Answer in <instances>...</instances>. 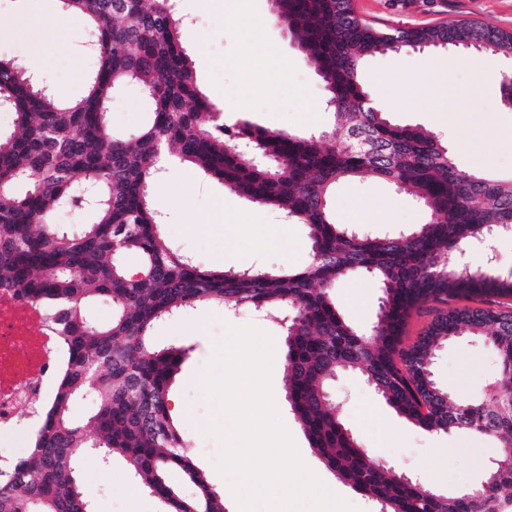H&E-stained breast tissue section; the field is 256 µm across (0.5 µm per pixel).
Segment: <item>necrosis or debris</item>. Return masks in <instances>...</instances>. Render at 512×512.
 Returning a JSON list of instances; mask_svg holds the SVG:
<instances>
[{
	"mask_svg": "<svg viewBox=\"0 0 512 512\" xmlns=\"http://www.w3.org/2000/svg\"><path fill=\"white\" fill-rule=\"evenodd\" d=\"M66 357L65 342L46 329L41 307L0 292V437L20 431V409L32 394L50 391Z\"/></svg>",
	"mask_w": 512,
	"mask_h": 512,
	"instance_id": "4bbe7bcc",
	"label": "necrosis or debris"
}]
</instances>
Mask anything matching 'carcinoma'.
<instances>
[{
	"instance_id": "1",
	"label": "carcinoma",
	"mask_w": 512,
	"mask_h": 512,
	"mask_svg": "<svg viewBox=\"0 0 512 512\" xmlns=\"http://www.w3.org/2000/svg\"><path fill=\"white\" fill-rule=\"evenodd\" d=\"M85 22L97 67L84 96L61 100L26 67L0 59V106L15 116L0 133V289L40 304L70 359L27 457L0 462V512H92L76 469L96 448L121 456L163 512H225L224 492L194 465L169 410V389L186 350L157 348L150 331L198 303L252 308L285 325L286 400L310 447L379 512H512V405L458 402L431 377L432 352L455 336H483L498 354L494 393L512 389V312L458 306L512 295V273L448 256L512 232V179L459 168L448 145L393 122L383 106L361 107L363 60L403 46H466L512 59V32L475 21L384 30L354 0H273L274 16L299 42L329 94L333 120L319 137L244 122L228 129L199 90L172 0H59ZM128 82L152 106L133 138L113 135L112 98ZM171 154L229 191L308 230L310 259L297 269H205L176 252L151 205ZM381 179L419 201L428 221L406 234L368 237L334 222L329 200L342 181ZM73 208L92 214L77 233L52 224ZM140 259L139 275L122 257ZM366 272L382 289L377 321L362 333L336 307V285ZM112 319L86 318L89 300ZM422 303L445 306L414 346L407 320ZM360 374L397 415L428 431L498 441L499 453L472 490L443 493L398 475L364 448L336 414L330 383ZM91 392L96 438L70 419ZM178 470L192 492L168 480Z\"/></svg>"
}]
</instances>
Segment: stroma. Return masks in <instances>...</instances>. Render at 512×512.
Listing matches in <instances>:
<instances>
[{"label": "stroma", "instance_id": "obj_1", "mask_svg": "<svg viewBox=\"0 0 512 512\" xmlns=\"http://www.w3.org/2000/svg\"><path fill=\"white\" fill-rule=\"evenodd\" d=\"M32 0H0V57L12 59L47 79L56 95H83L95 61L80 46L83 31L65 17L54 33L28 27ZM183 23V44L194 61L202 92L224 110V123L249 122L270 130L319 135L332 121L328 94L305 61L298 41L273 18L271 0H249L242 12L213 0H176ZM359 14L379 28L422 27L446 21L472 20L512 31V0H356ZM512 68L503 57L461 46L414 48L377 53L366 58L361 82L368 95L400 124L438 134L453 149L459 168L512 178V108L502 102L501 75ZM447 75L448 94L434 96L429 80ZM150 104L136 83H127L109 106L113 134L130 137L149 121ZM468 149H459V141ZM154 206L167 219L165 231L182 252L212 270L229 267L299 268L308 260L304 225L286 223L279 210L261 207L230 192L221 181L174 166L162 172ZM337 223H354L357 232L376 236L425 223L428 214L411 196L379 179L340 184L331 200ZM285 224L287 245L255 242L253 224ZM341 315L361 331H369L378 313L381 290L367 275L345 278L334 291ZM253 325L275 343L272 371L280 415L304 462L323 484L357 508L373 512L372 503L342 483L310 447L291 412L284 392L283 329L251 309L230 310L199 304L153 329L158 348L186 350L181 370L170 388L171 402L186 406L189 420L180 427L195 464L219 490L227 483L217 472V441L206 427L213 411L198 379L225 336L226 325ZM496 353L482 337H455L433 361L436 380L462 400L483 395L496 368ZM331 395L345 421L371 453L403 474L426 479L425 463L444 474L438 488L453 491L476 486L497 455L493 439L464 433H436L399 417L358 375L345 372L331 385ZM443 456H435V449ZM77 478L93 500V512H163L159 500L138 488L121 458L102 463L86 457Z\"/></svg>", "mask_w": 512, "mask_h": 512}]
</instances>
